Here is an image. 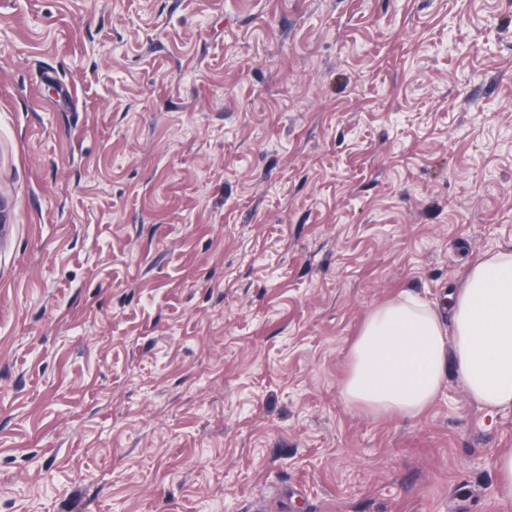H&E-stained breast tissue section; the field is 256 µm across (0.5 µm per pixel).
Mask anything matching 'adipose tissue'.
Wrapping results in <instances>:
<instances>
[{
	"label": "adipose tissue",
	"instance_id": "adipose-tissue-1",
	"mask_svg": "<svg viewBox=\"0 0 512 512\" xmlns=\"http://www.w3.org/2000/svg\"><path fill=\"white\" fill-rule=\"evenodd\" d=\"M456 373L489 413L512 412V251L475 261L444 304L404 296L374 308L349 350L344 402L421 415Z\"/></svg>",
	"mask_w": 512,
	"mask_h": 512
}]
</instances>
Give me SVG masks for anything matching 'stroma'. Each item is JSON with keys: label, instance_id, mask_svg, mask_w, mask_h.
I'll return each mask as SVG.
<instances>
[{"label": "stroma", "instance_id": "stroma-1", "mask_svg": "<svg viewBox=\"0 0 512 512\" xmlns=\"http://www.w3.org/2000/svg\"><path fill=\"white\" fill-rule=\"evenodd\" d=\"M0 203V512H512L341 395L512 248V0H0Z\"/></svg>", "mask_w": 512, "mask_h": 512}]
</instances>
